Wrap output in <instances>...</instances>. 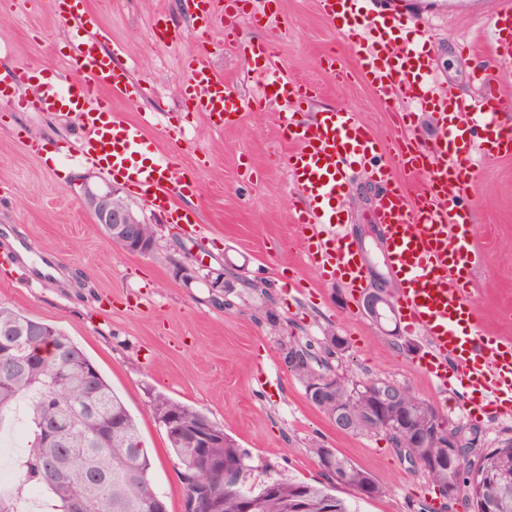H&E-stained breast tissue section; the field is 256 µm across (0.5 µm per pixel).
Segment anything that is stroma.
Wrapping results in <instances>:
<instances>
[{"label":"stroma","mask_w":512,"mask_h":512,"mask_svg":"<svg viewBox=\"0 0 512 512\" xmlns=\"http://www.w3.org/2000/svg\"><path fill=\"white\" fill-rule=\"evenodd\" d=\"M389 13L420 28L435 76L458 95L482 94L473 69L487 61L481 33L497 0H380ZM105 48L121 46L135 78L149 93L137 100L113 98L127 119L152 112V138L176 152L194 192L179 203L198 213L202 226L189 232L168 223L127 185L79 162L75 116L67 112L0 111V226L28 241L32 251L55 252L61 273L33 284L26 267L0 261V305L62 330L92 360L136 418L167 512H184L181 466L164 430L147 412L153 395L165 394L202 410L223 426L247 454L249 485L263 481L323 480L310 448L335 449L370 473L384 492L363 498L348 486L335 494L359 512H436L426 475L401 461L385 432H342L307 398L306 380L290 367V349L324 356L330 335L346 349L329 356L333 372L354 382L387 379L431 403L449 428L476 432V447L512 440V419L469 417L470 393H440L414 363L423 341L410 335L400 312L370 317L364 292L381 288L397 296L399 285L381 254L374 210L379 186L362 174L339 204L340 217L366 263L364 291L324 281L303 264L291 216L298 204L282 169L289 144L274 109L250 105L240 122L222 130L201 114H188L180 95L182 61L207 46L212 65L252 94L254 80L226 37L275 43L288 72L314 89L309 108H350L379 138H387L389 113L356 70V52L321 15L317 0H281L275 22L256 25L243 14L234 34L201 33L190 0H86ZM167 18L174 40L154 35ZM69 22L47 0H0V72L28 67L65 83L74 74L65 61ZM469 54H462V45ZM335 54L346 70L336 80L320 65ZM44 151L27 150L28 138ZM251 180H244V173ZM113 190L157 228V247L147 256L115 246L83 204L86 188ZM472 203L478 268L472 304L483 333L512 338V159L477 163L467 189ZM223 270L232 287L223 306L213 305L205 281L184 286L175 262ZM302 279L304 291L289 288Z\"/></svg>","instance_id":"stroma-1"}]
</instances>
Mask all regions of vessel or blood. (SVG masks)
Returning <instances> with one entry per match:
<instances>
[{
    "mask_svg": "<svg viewBox=\"0 0 512 512\" xmlns=\"http://www.w3.org/2000/svg\"><path fill=\"white\" fill-rule=\"evenodd\" d=\"M239 0H195L203 30L236 20ZM368 0H318L334 29L358 52L359 64L374 95L390 111L391 136L381 140L355 111L326 109L306 114L310 96L280 66L273 43L237 45L259 86L256 99L277 104L276 122L290 148L283 166L304 206L293 218L303 262L320 276L348 288L363 286L366 273L359 253L348 241L338 204L356 173L382 186L375 209L383 258L401 289L397 305L410 334L424 347L419 370L434 386L470 392V416L512 415V342L478 330L469 299L475 264L472 207L467 179L474 157L486 161L512 157V126L498 119L504 103L493 94L465 98L437 80L422 55L399 41L402 18L374 13ZM78 28L69 42L67 64L78 76L72 84L53 79L37 82L19 68L0 76V98L15 112H73L78 116L79 161L110 176H121L135 194L164 211L172 224H196L195 216L175 202L188 185L175 157L157 154L146 135V121L133 122L112 109L113 97L134 100L145 88L120 62L121 47L104 48L101 33H86L84 13L68 8ZM489 57L499 80L512 79V0H501L491 24ZM185 108L205 114L215 127L237 116L247 101L234 82L224 79L198 52L182 63ZM35 83L33 96L11 94L12 86ZM407 100L431 107L441 129L432 145L407 133ZM407 183L396 181V174ZM7 260L26 265L30 280L54 279L59 259L50 251L30 258L29 245L14 238Z\"/></svg>",
    "mask_w": 512,
    "mask_h": 512,
    "instance_id": "1",
    "label": "vessel or blood"
}]
</instances>
